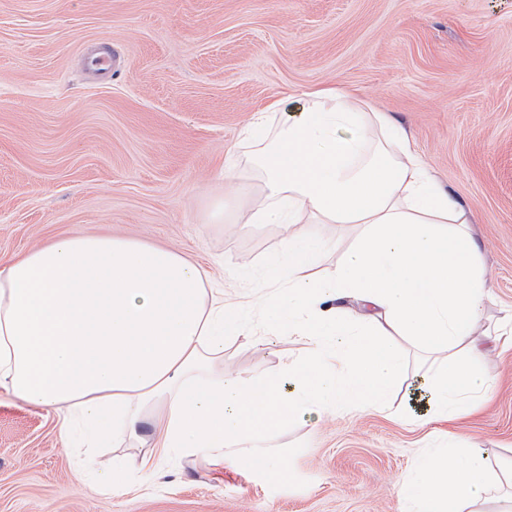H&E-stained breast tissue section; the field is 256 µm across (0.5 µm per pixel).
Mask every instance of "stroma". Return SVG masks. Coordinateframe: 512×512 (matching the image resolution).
I'll return each instance as SVG.
<instances>
[{"instance_id": "obj_1", "label": "stroma", "mask_w": 512, "mask_h": 512, "mask_svg": "<svg viewBox=\"0 0 512 512\" xmlns=\"http://www.w3.org/2000/svg\"><path fill=\"white\" fill-rule=\"evenodd\" d=\"M126 64L88 82L85 44ZM356 91L408 131L441 187L470 211L492 291L481 328L512 317V0H0V257L59 235L111 232L199 261L225 293L284 250L273 224L210 220L224 158L282 92ZM391 407L305 416L263 441L288 485L235 457L162 462L163 478L112 497L76 477L51 413L0 393V512H400L398 482L430 448H488L483 512L512 506V346L490 343L495 377L477 411L447 424L410 406L443 359L405 336ZM302 345L233 336L225 371L282 373Z\"/></svg>"}]
</instances>
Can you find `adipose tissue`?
<instances>
[{
	"mask_svg": "<svg viewBox=\"0 0 512 512\" xmlns=\"http://www.w3.org/2000/svg\"><path fill=\"white\" fill-rule=\"evenodd\" d=\"M279 113L270 126V113ZM254 184L224 172L235 221L274 224L287 240L261 289L225 299L180 252L109 233L62 235L0 262V388L80 430L103 494L146 483L164 458L223 465L229 449L272 478L287 463L266 434L304 412L384 410L406 365L390 336L415 337L447 365L431 387L455 420L493 379L479 358L489 296L468 211L413 151L405 129L344 88L304 93L298 116L275 100L249 126ZM348 224L354 240L332 277L313 276L328 242L295 224ZM362 312L352 315L347 300ZM270 332L302 343L286 380L228 373L224 342ZM145 446L136 474L96 448ZM481 448L421 453L400 483L403 512H465L492 491Z\"/></svg>",
	"mask_w": 512,
	"mask_h": 512,
	"instance_id": "adipose-tissue-1",
	"label": "adipose tissue"
}]
</instances>
